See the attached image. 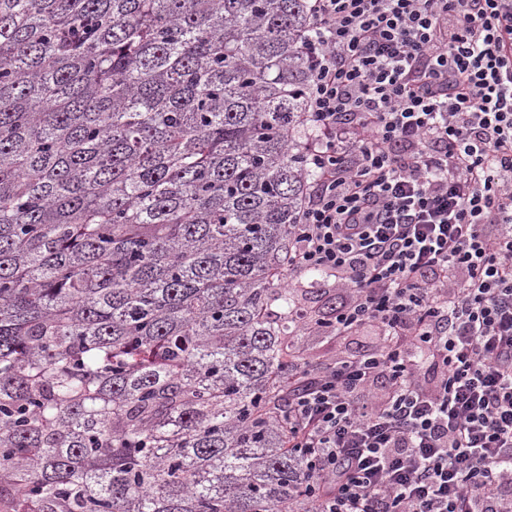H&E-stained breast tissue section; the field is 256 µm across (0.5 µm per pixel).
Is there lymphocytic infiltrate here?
<instances>
[{"label":"lymphocytic infiltrate","instance_id":"1","mask_svg":"<svg viewBox=\"0 0 512 512\" xmlns=\"http://www.w3.org/2000/svg\"><path fill=\"white\" fill-rule=\"evenodd\" d=\"M307 153L288 284L345 296L292 372L314 512H512V0H310Z\"/></svg>","mask_w":512,"mask_h":512}]
</instances>
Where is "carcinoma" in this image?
Segmentation results:
<instances>
[{
  "label": "carcinoma",
  "mask_w": 512,
  "mask_h": 512,
  "mask_svg": "<svg viewBox=\"0 0 512 512\" xmlns=\"http://www.w3.org/2000/svg\"><path fill=\"white\" fill-rule=\"evenodd\" d=\"M312 37L308 0H0V512H312Z\"/></svg>",
  "instance_id": "obj_1"
}]
</instances>
